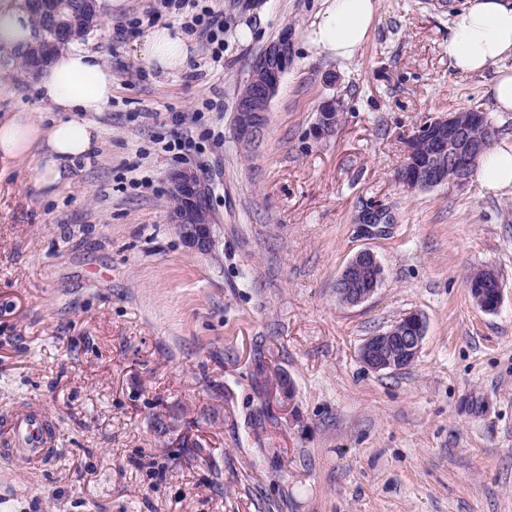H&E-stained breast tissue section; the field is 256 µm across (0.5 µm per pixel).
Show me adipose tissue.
<instances>
[{"instance_id": "obj_1", "label": "adipose tissue", "mask_w": 512, "mask_h": 512, "mask_svg": "<svg viewBox=\"0 0 512 512\" xmlns=\"http://www.w3.org/2000/svg\"><path fill=\"white\" fill-rule=\"evenodd\" d=\"M377 21V0H322L306 31L317 53L349 60L363 46ZM448 60L462 76L492 73L490 92L496 111L512 112V0H464L449 14ZM33 37L31 18L22 0H0V45L14 46ZM140 53L163 71L181 69L190 43L178 29L159 27ZM37 88L57 116L49 126L28 114L0 118V161L18 162L35 155V172L43 185L66 180L68 169L98 146L89 114L101 111L112 97V71L98 52L67 48L41 70ZM475 178L488 193L512 189V141L502 140L484 155Z\"/></svg>"}]
</instances>
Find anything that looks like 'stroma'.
<instances>
[{
	"label": "stroma",
	"mask_w": 512,
	"mask_h": 512,
	"mask_svg": "<svg viewBox=\"0 0 512 512\" xmlns=\"http://www.w3.org/2000/svg\"><path fill=\"white\" fill-rule=\"evenodd\" d=\"M154 5L128 0L83 41L112 69L90 161L51 189L34 158L0 171V424L38 403L58 446L39 468L0 458V512H512V192L395 178L433 114L476 105L512 139L487 77L449 66L448 8L378 0L340 61L305 43L320 0H218L250 40L225 38L218 67L194 41L163 72L138 51ZM284 34L292 65L241 146L238 88ZM328 98L343 119L319 140ZM17 112L53 117L0 64V116ZM183 167L210 185L214 254L168 221ZM373 209L385 220L363 223ZM363 249L385 280L345 308L334 285ZM476 269L501 279L495 313L465 286ZM409 312L426 322L416 361L367 369L365 338Z\"/></svg>",
	"instance_id": "35a3bbf8"
}]
</instances>
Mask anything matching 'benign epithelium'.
I'll use <instances>...</instances> for the list:
<instances>
[{
    "instance_id": "obj_1",
    "label": "benign epithelium",
    "mask_w": 512,
    "mask_h": 512,
    "mask_svg": "<svg viewBox=\"0 0 512 512\" xmlns=\"http://www.w3.org/2000/svg\"><path fill=\"white\" fill-rule=\"evenodd\" d=\"M44 26L52 29L53 40L48 51L80 41L92 30L97 0H27ZM288 35L269 42L254 58L245 89L237 97L234 112V135L237 142L249 146L264 134L272 100L277 95L283 76L291 62ZM338 102L328 99L321 104L313 126L315 138L336 131ZM470 123L461 120L460 112L432 115L417 130V135L433 134V150L429 160L400 172L398 179L410 190H431L450 184L463 187L470 182L469 171L485 151L487 141L471 132L470 124L484 119L474 108ZM169 196L180 201V207L169 212L168 220L177 226L187 247L204 255L217 246L214 233L215 216L210 203L209 185L192 169L172 172L168 177ZM384 281V267L377 255L364 249L357 252L336 279L335 294L339 304L361 305L375 294ZM476 305L485 313L496 312L502 302L503 289L498 275L490 273L484 284L467 283ZM426 332L424 318L408 313L386 330L365 339L359 358L375 372L395 371L411 365L419 356Z\"/></svg>"
}]
</instances>
